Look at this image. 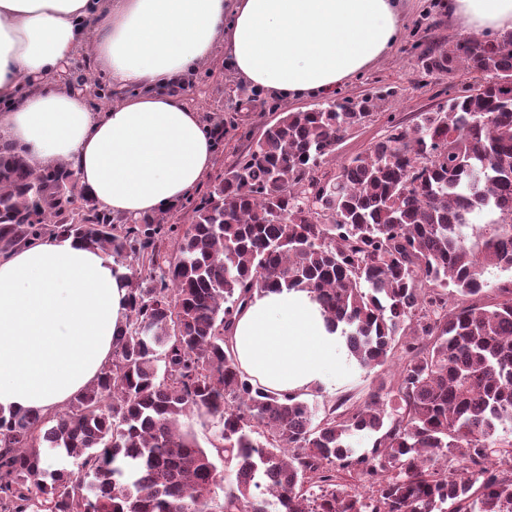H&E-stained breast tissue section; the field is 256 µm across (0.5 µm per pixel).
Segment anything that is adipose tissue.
<instances>
[{
    "label": "adipose tissue",
    "instance_id": "adipose-tissue-1",
    "mask_svg": "<svg viewBox=\"0 0 512 512\" xmlns=\"http://www.w3.org/2000/svg\"><path fill=\"white\" fill-rule=\"evenodd\" d=\"M404 0H0V141L35 172L68 165L109 213L178 206L209 176L212 125L182 93L223 49L235 79L284 100L331 93L402 40ZM467 30L512 31V0H448ZM119 97L60 79L81 51ZM128 271L46 235L0 254V411L47 415L94 383L127 314ZM242 369L281 393L326 387L346 350L310 294L268 290L236 320Z\"/></svg>",
    "mask_w": 512,
    "mask_h": 512
}]
</instances>
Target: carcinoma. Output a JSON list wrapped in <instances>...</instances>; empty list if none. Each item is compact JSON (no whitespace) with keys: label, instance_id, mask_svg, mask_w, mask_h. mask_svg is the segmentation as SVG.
I'll list each match as a JSON object with an SVG mask.
<instances>
[{"label":"carcinoma","instance_id":"obj_1","mask_svg":"<svg viewBox=\"0 0 512 512\" xmlns=\"http://www.w3.org/2000/svg\"><path fill=\"white\" fill-rule=\"evenodd\" d=\"M414 49L445 102L409 124L382 87L281 112L181 223L106 213L0 143L1 253L56 234L131 270L97 381L52 415L0 411V512H512V277L483 278L512 272V31ZM269 288L311 293L380 369L364 399L320 408L241 368L236 318ZM384 127L383 121H375L350 131L337 147L336 161L365 151L371 143L380 138Z\"/></svg>","mask_w":512,"mask_h":512}]
</instances>
